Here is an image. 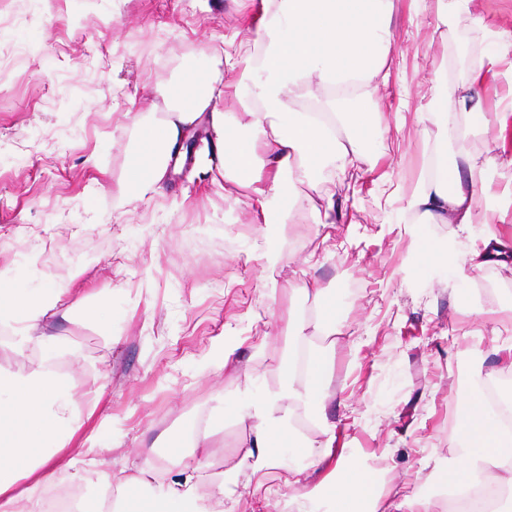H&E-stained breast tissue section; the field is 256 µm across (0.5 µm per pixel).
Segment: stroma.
Returning <instances> with one entry per match:
<instances>
[{
  "label": "stroma",
  "instance_id": "obj_1",
  "mask_svg": "<svg viewBox=\"0 0 512 512\" xmlns=\"http://www.w3.org/2000/svg\"><path fill=\"white\" fill-rule=\"evenodd\" d=\"M260 0H0V43H24L29 64L0 79V270L52 289L81 271L71 320L55 324L65 375L101 450L98 475L133 476L151 449L153 480L184 466L221 478L239 461L249 431L237 420L236 373L220 366L223 346L254 391L280 375L275 323L302 277L329 288L343 330L333 344L329 416L337 452L367 458L403 494L448 500L435 463H448L457 399L474 368L497 369L511 345L485 330L481 310L512 307V263L483 269L429 262L431 252L466 248L452 224L408 223L401 199L430 161L423 74L457 66L467 83L495 33L512 31V0H473L470 13L436 26L397 0L391 43L400 63L383 100L365 95L377 127L366 146L352 218L321 226L252 224L245 203L225 198L213 133L199 121L193 160L171 163L165 196L124 190L138 112L163 118L162 88L204 67L227 39H243ZM447 43V55L436 51ZM469 156L490 191L479 202L492 229L512 178V123L493 136L471 130L448 145ZM336 239L321 263L302 269L322 236ZM279 247L288 262L268 266ZM277 296H270V286ZM461 291L460 299L449 296ZM214 429L196 448V425Z\"/></svg>",
  "mask_w": 512,
  "mask_h": 512
}]
</instances>
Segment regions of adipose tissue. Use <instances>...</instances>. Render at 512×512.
I'll use <instances>...</instances> for the list:
<instances>
[{"instance_id": "ef3b65f1", "label": "adipose tissue", "mask_w": 512, "mask_h": 512, "mask_svg": "<svg viewBox=\"0 0 512 512\" xmlns=\"http://www.w3.org/2000/svg\"><path fill=\"white\" fill-rule=\"evenodd\" d=\"M262 19L252 37L215 48L209 68H191L162 96L166 116L140 114L134 120L136 151L126 187L145 194L162 193L168 163L183 153L188 132L207 118L216 143L224 149V188L245 190L260 208L256 224L274 223L277 192L284 182L306 186L305 218L312 224L336 221L334 173H353L366 159L364 143L375 127L374 116L361 111L358 94L381 95L395 64L389 30L394 0H261ZM264 78L249 84L251 74ZM223 81L225 98L237 109L220 110L215 83ZM427 120L433 161L406 200L414 224H452L467 239L464 260L483 268L512 260V236L476 232L481 218L477 198L487 193L479 172L463 155L449 156L448 144L460 137L459 115L473 119L483 133L494 132L505 111L488 118L480 79L459 84L444 68L431 71ZM293 295L309 300L318 313L308 317L287 309L278 333L284 338L281 379L238 404V419L251 431L240 445V461L201 494L197 469L185 468L166 487L151 490L150 466L136 464V477L100 479L78 512H235L236 486L256 501L272 493L271 473L288 490L292 512H314L318 495H326L331 512H500L504 493L512 494V393L488 401L489 380L473 377L471 392L459 399L462 412L453 427L454 463L441 469L453 490L451 508L435 498L398 496L386 490L378 470L360 461L337 458L328 417V354L312 343L306 328L324 336L339 335L329 291L317 280H302ZM67 289L27 287L22 276L0 272V327L12 338L0 342V354L14 364L0 366V512H17L21 500L45 486L51 472L97 465L93 449L79 444L83 420L69 396L70 384L57 370L54 355L27 363L29 351L52 342L49 328L73 313ZM312 406L323 424L318 434L296 436L293 419ZM298 448L309 466L285 465L280 451ZM321 475L311 482V472Z\"/></svg>"}]
</instances>
